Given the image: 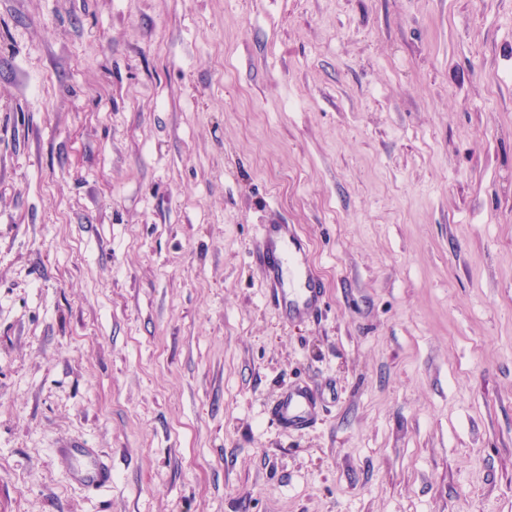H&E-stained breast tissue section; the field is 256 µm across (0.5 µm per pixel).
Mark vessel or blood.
Here are the masks:
<instances>
[{
	"mask_svg": "<svg viewBox=\"0 0 512 512\" xmlns=\"http://www.w3.org/2000/svg\"><path fill=\"white\" fill-rule=\"evenodd\" d=\"M256 258L284 317L296 320L318 312L324 299L323 284L309 267L306 247L290 225H263ZM322 402V394L313 387L298 385L275 404L272 414L281 425L306 428L314 422ZM110 477V469L96 457L90 458L81 472L82 481L90 486L104 484Z\"/></svg>",
	"mask_w": 512,
	"mask_h": 512,
	"instance_id": "1",
	"label": "vessel or blood"
}]
</instances>
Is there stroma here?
<instances>
[{
    "instance_id": "1",
    "label": "stroma",
    "mask_w": 512,
    "mask_h": 512,
    "mask_svg": "<svg viewBox=\"0 0 512 512\" xmlns=\"http://www.w3.org/2000/svg\"><path fill=\"white\" fill-rule=\"evenodd\" d=\"M0 512H512V0H0ZM266 284L288 320L314 315L323 299V284L306 261V247L288 224H264L256 253ZM323 396L309 385H296L273 407L272 415L288 428H306L315 420ZM111 478V470L99 460V458H89V464L81 470V480L89 486L105 484Z\"/></svg>"
}]
</instances>
